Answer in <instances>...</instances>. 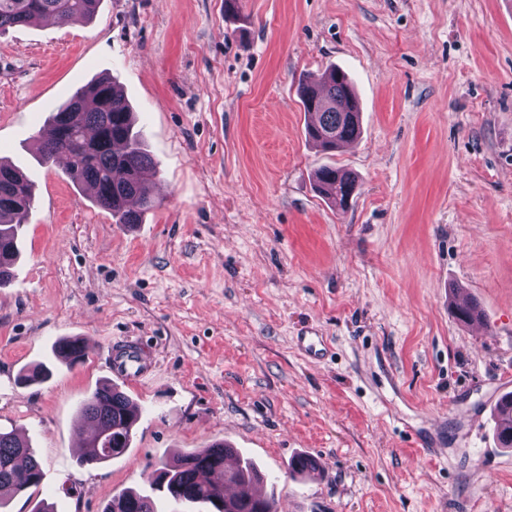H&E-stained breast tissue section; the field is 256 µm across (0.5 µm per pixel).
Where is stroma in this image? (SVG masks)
Masks as SVG:
<instances>
[{"instance_id": "stroma-1", "label": "stroma", "mask_w": 512, "mask_h": 512, "mask_svg": "<svg viewBox=\"0 0 512 512\" xmlns=\"http://www.w3.org/2000/svg\"><path fill=\"white\" fill-rule=\"evenodd\" d=\"M351 78L361 134L306 139L300 81ZM112 77L157 164L159 200L115 223L34 139ZM0 158L36 202L0 287V430L44 477L11 512H103L149 488L161 460L224 441L277 512H512V451L493 434L512 391V0H101L96 16L0 36ZM351 172L347 208L315 171ZM485 333L460 324L450 287ZM327 336L304 358L299 329ZM66 336L85 364L58 361ZM153 370L120 387L141 408L130 450L73 453L80 404L113 347ZM43 363L29 387L17 375ZM300 454L318 473L289 477ZM454 288L457 287H453L449 290L450 293H452L450 304L452 312L457 319L466 325H471V323L476 319L481 320L482 310L479 304L472 298L464 296L461 292H454ZM57 358L68 363L70 366L83 361L89 356L88 347L82 346V339L69 337L59 340L54 347Z\"/></svg>"}]
</instances>
